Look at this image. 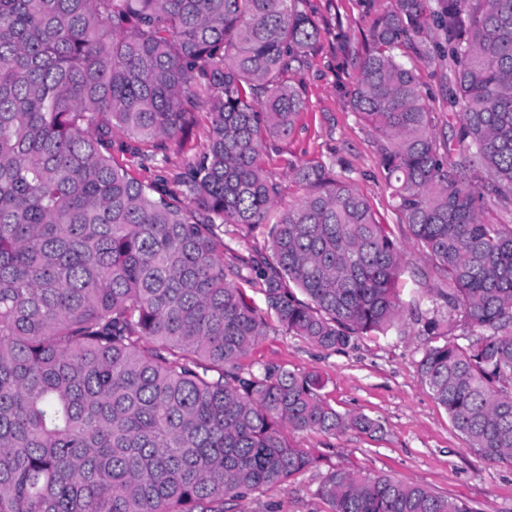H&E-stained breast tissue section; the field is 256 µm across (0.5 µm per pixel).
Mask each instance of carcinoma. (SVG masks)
Segmentation results:
<instances>
[{"label":"carcinoma","instance_id":"obj_1","mask_svg":"<svg viewBox=\"0 0 512 512\" xmlns=\"http://www.w3.org/2000/svg\"><path fill=\"white\" fill-rule=\"evenodd\" d=\"M370 2L364 45L339 42L349 107L464 325L419 375L481 459L511 461L512 224L488 206L512 208V0ZM320 31L306 0H0V512H224L317 462L286 433L381 430L327 403L319 373L249 362L270 317L329 352L402 318L403 249L368 200L290 165L306 193L270 254L224 261L222 227L257 230L279 202L264 157L306 107L288 73ZM409 53L448 61L458 145ZM318 495L331 512H473L347 469Z\"/></svg>","mask_w":512,"mask_h":512}]
</instances>
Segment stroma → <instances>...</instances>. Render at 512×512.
Masks as SVG:
<instances>
[{"instance_id":"35a3bbf8","label":"stroma","mask_w":512,"mask_h":512,"mask_svg":"<svg viewBox=\"0 0 512 512\" xmlns=\"http://www.w3.org/2000/svg\"><path fill=\"white\" fill-rule=\"evenodd\" d=\"M308 7L326 25L309 67L288 78L289 84L303 87L307 108L294 134L271 152L266 168L279 180L287 203L304 194L289 177V164L322 163L338 178L350 181L404 250L403 301L416 302L420 309L432 310L434 317L448 321V336L456 338L461 324L449 321L447 308L430 306L429 292L441 282L434 273L424 272L408 226L392 206L379 169L376 135L349 108L353 70L338 49L336 33L346 31L354 45H361L373 15L365 0H309ZM406 62L438 105V134L455 138L458 111L442 104L447 63L413 55ZM429 343L421 324L409 317L386 334L362 337L336 353L280 332L262 337L255 359L297 372H319L326 380V401L339 411L379 420L382 430L373 435L357 431L340 436L293 434L295 443L317 456L316 465L259 498L228 505V512H330L316 490L326 474L336 469L422 485L438 496L466 502L475 512H512V463L480 459L420 379L417 364Z\"/></svg>"}]
</instances>
